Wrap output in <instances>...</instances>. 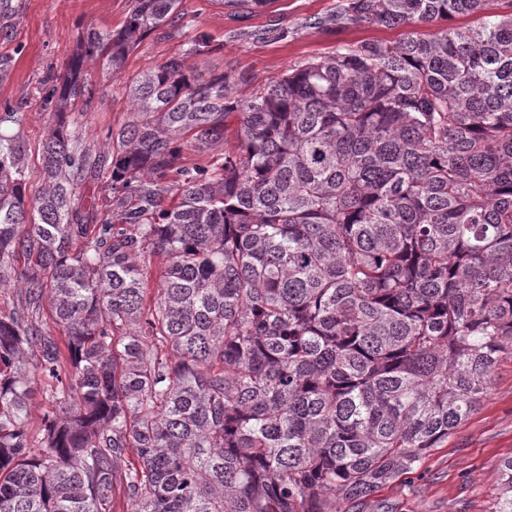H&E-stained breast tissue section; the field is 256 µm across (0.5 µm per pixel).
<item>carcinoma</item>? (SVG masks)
<instances>
[{"mask_svg":"<svg viewBox=\"0 0 512 512\" xmlns=\"http://www.w3.org/2000/svg\"><path fill=\"white\" fill-rule=\"evenodd\" d=\"M484 2L343 0L305 26H446L246 97L193 62L214 47L183 0L84 28L45 81L33 197L0 135V283L27 259L31 314L66 333L0 313V512H339L448 441L512 355V0ZM18 21L0 0L1 43ZM152 35L182 50L123 82L134 119L107 145L80 144L95 75L121 79ZM90 176L100 204L77 194ZM31 364L51 380L36 437ZM496 471L512 512V456Z\"/></svg>","mask_w":512,"mask_h":512,"instance_id":"obj_1","label":"carcinoma"}]
</instances>
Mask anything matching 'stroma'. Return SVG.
<instances>
[{
    "instance_id": "35a3bbf8",
    "label": "stroma",
    "mask_w": 512,
    "mask_h": 512,
    "mask_svg": "<svg viewBox=\"0 0 512 512\" xmlns=\"http://www.w3.org/2000/svg\"><path fill=\"white\" fill-rule=\"evenodd\" d=\"M21 19L14 41L0 44L11 54L13 70L0 83V106L10 105L15 119L0 124V133H23L27 144L25 164L28 192L38 190V147L52 119L41 111L39 93L47 75L63 71L86 26L112 29L124 20L129 0H17ZM339 0H267L262 7H242L234 0H185L188 11L198 14L199 30L214 51L200 59L203 68L248 76L241 94L251 84L280 76L306 60L327 56L338 45L364 39L396 40L402 29L365 23L339 30L306 27L308 18L335 11ZM292 30L288 41L263 42L256 35L267 25ZM181 42L158 36L147 38L129 56L124 74L131 77L177 54ZM131 119L129 102L119 86L105 82L95 96L92 111L78 125L85 144L100 141L107 129H119ZM512 456V357L498 362L478 409L463 422L443 447L435 449L413 474L381 488L374 501L390 512H496L499 486L496 466Z\"/></svg>"
}]
</instances>
